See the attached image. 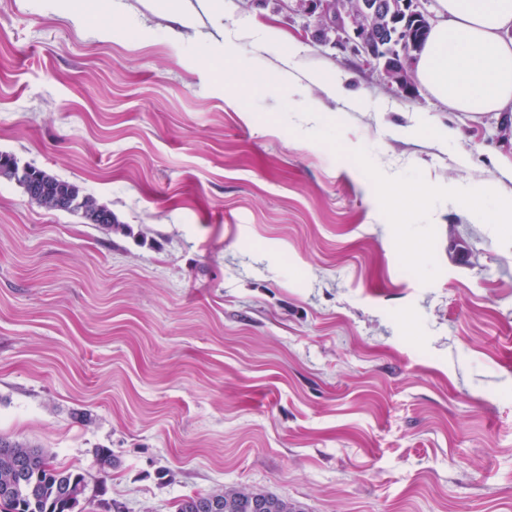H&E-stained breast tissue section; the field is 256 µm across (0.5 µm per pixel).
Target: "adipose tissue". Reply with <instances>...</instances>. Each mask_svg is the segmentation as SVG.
Masks as SVG:
<instances>
[{"label":"adipose tissue","mask_w":512,"mask_h":512,"mask_svg":"<svg viewBox=\"0 0 512 512\" xmlns=\"http://www.w3.org/2000/svg\"><path fill=\"white\" fill-rule=\"evenodd\" d=\"M412 66L450 111L493 112L512 123V0H437Z\"/></svg>","instance_id":"ef3b65f1"}]
</instances>
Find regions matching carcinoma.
<instances>
[{
    "label": "carcinoma",
    "mask_w": 512,
    "mask_h": 512,
    "mask_svg": "<svg viewBox=\"0 0 512 512\" xmlns=\"http://www.w3.org/2000/svg\"><path fill=\"white\" fill-rule=\"evenodd\" d=\"M88 487L81 472L58 469L44 453L20 442L0 438V512H74ZM219 499L222 512H303L301 506L271 493L227 487L220 493L197 494L183 499L177 512H199L198 505Z\"/></svg>",
    "instance_id": "1"
}]
</instances>
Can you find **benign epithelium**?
<instances>
[{
	"label": "benign epithelium",
	"instance_id": "1",
	"mask_svg": "<svg viewBox=\"0 0 512 512\" xmlns=\"http://www.w3.org/2000/svg\"><path fill=\"white\" fill-rule=\"evenodd\" d=\"M301 10L317 21L315 36L328 40L335 35L333 46L363 58L366 66L381 72L390 86L410 94L414 89L410 66L414 36L408 21L416 20L424 29L430 27L425 8L427 0H295ZM382 45L380 51L374 44ZM0 177L13 180L27 189L29 197H38L43 186L33 181V169L19 166L13 159L0 160ZM62 210L74 209L89 222L101 218L83 200L57 194Z\"/></svg>",
	"mask_w": 512,
	"mask_h": 512
}]
</instances>
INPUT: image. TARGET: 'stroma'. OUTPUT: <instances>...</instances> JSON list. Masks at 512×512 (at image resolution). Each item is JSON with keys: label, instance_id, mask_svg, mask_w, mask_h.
Instances as JSON below:
<instances>
[{"label": "stroma", "instance_id": "1", "mask_svg": "<svg viewBox=\"0 0 512 512\" xmlns=\"http://www.w3.org/2000/svg\"><path fill=\"white\" fill-rule=\"evenodd\" d=\"M287 56L365 107L312 122L319 88L238 77ZM417 116L462 140L402 137ZM496 152L494 114L384 84L282 0H120L108 37L0 0V155L117 218L0 178V438L81 470L76 512L232 486L304 512H512V237L452 192L512 198Z\"/></svg>", "mask_w": 512, "mask_h": 512}]
</instances>
